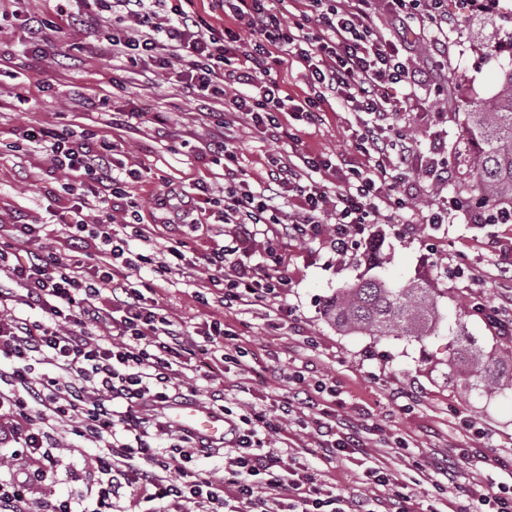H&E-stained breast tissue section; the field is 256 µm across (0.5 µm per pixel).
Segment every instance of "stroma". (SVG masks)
Masks as SVG:
<instances>
[{"mask_svg":"<svg viewBox=\"0 0 512 512\" xmlns=\"http://www.w3.org/2000/svg\"><path fill=\"white\" fill-rule=\"evenodd\" d=\"M56 5V0H18L17 14L0 17V225L25 216L41 227L39 248L68 257L60 227L46 211L48 189L61 187L68 177L53 170L36 144L14 147L21 127L66 124L76 133L108 131L117 163L138 170V180L129 182L127 191L139 203L146 238L133 241L134 249L159 255L181 243L190 252L229 244L235 225L217 222L193 200L194 183H207L217 192L224 188L223 168L203 154L216 132L213 118L201 113L197 101L172 95L163 76L148 84L124 60L99 59L98 37L111 30V16H104L94 31L59 23L48 32L45 51L32 50L26 14L56 20ZM445 7L454 19L447 37L438 43L413 35L406 50L418 73L439 64L447 96H436L426 80L388 88L391 96L410 100L408 111L396 121L415 138L423 172L402 185L412 198L409 209L395 217L381 207L365 231L377 236L387 255L380 277L403 283L423 278L444 290L438 335L415 339L339 331L324 317L323 305L338 288L364 275L362 247L339 255L328 237L291 240L277 224L261 226L236 257L238 264L253 268L270 255L281 257L291 284L274 305L229 313L206 273L189 283L176 275L155 277L148 267L142 270L171 319L189 327L218 319L235 330L234 343L244 356L224 371L227 403L265 408L279 421L282 435L292 439L289 455L319 479L335 483L344 496L383 497L384 488L367 481L363 462L387 466L410 482L417 512L433 507L444 512V496L429 478L442 466L453 467L464 486H512V393L471 391L448 379V328L460 308L475 298L500 306L512 296V272L506 270L512 263V224H479L456 212L436 227L424 223L427 215L443 209L448 194L481 195L468 173L465 114L496 97L504 72L512 69V0H481L465 9L460 0H446ZM117 112L167 113L168 134L158 136L149 123L112 126ZM362 118L337 104L312 120L287 116L285 134L278 140L241 121L234 126L232 144L252 187L259 190L267 185L266 159L271 155L296 161L314 152L361 165L354 131ZM443 161L449 181L430 180L427 169ZM460 263L467 268L465 275L447 277V270ZM200 292L206 293L208 305L198 303ZM465 322L485 359L499 360L512 348V335L481 315L470 314ZM297 372L307 383L335 388L324 409L364 430L363 460L324 457L312 447L298 417L283 416L281 405L297 390L289 377ZM400 439L406 448L397 447ZM465 448L477 449V457L461 458Z\"/></svg>","mask_w":512,"mask_h":512,"instance_id":"stroma-1","label":"stroma"}]
</instances>
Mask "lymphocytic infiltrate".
I'll use <instances>...</instances> for the list:
<instances>
[{
  "instance_id": "lymphocytic-infiltrate-1",
  "label": "lymphocytic infiltrate",
  "mask_w": 512,
  "mask_h": 512,
  "mask_svg": "<svg viewBox=\"0 0 512 512\" xmlns=\"http://www.w3.org/2000/svg\"><path fill=\"white\" fill-rule=\"evenodd\" d=\"M387 2L399 28L441 33L448 27L445 0ZM214 3L235 22L220 34L196 0H77L66 17L92 27L102 12L120 10L122 25L99 45V56H123L145 74L164 71L173 94L221 100L220 126L227 131L232 116L242 114L255 131L273 138L283 129V114L311 112L332 99L367 113L370 120L356 139L370 166L351 167V180L332 194L313 178L332 166L323 155H304L299 166L272 160L269 184L257 191L229 140L215 136L211 148L228 178L224 221L239 225L241 237H250L254 226L278 224L288 238L326 235L336 253L347 252L381 197L390 156H397L399 169L415 168L416 146L395 127L407 102L385 91L386 85L416 80L404 45L378 30L373 0H305L290 22L268 0ZM283 49L302 61L314 96L298 101L283 90L277 78ZM227 83L239 88L229 98ZM38 142L53 167L79 188L76 202L59 217L74 256L36 252L39 230L33 224L12 225L9 237L0 236V359L10 362L0 368V447L10 451L8 473L0 475V512H113L123 487L151 502L150 512H366L363 501L338 494L308 468L285 462L282 449L266 447L265 410L251 406L237 415L224 405V365L233 356L221 344L230 330L217 322L184 328L132 281L149 264L158 275L175 273L190 282L204 267L212 283L223 285L225 308L263 305L290 285L280 259L225 275L239 251L234 243L192 256L172 246L162 261H153L130 248L129 235H142L141 227L127 235L112 226L128 193L108 134L77 138L51 130L40 133ZM293 197L297 217L291 221L285 209ZM36 310L41 319H31ZM201 336L212 350L204 370L196 358ZM38 364L50 365V372L35 374ZM190 373L212 386L211 400L228 418L224 445L166 417L167 409L196 395L184 381ZM304 402L324 456L359 453L365 445L360 431L315 412L314 395ZM60 423L98 449L84 464L85 492L38 501L34 489L68 468L55 436ZM164 435L171 439L165 447L159 444ZM204 453L222 454L225 478L195 469Z\"/></svg>"
}]
</instances>
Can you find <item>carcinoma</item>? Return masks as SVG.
Segmentation results:
<instances>
[{
	"label": "carcinoma",
	"mask_w": 512,
	"mask_h": 512,
	"mask_svg": "<svg viewBox=\"0 0 512 512\" xmlns=\"http://www.w3.org/2000/svg\"><path fill=\"white\" fill-rule=\"evenodd\" d=\"M465 139L468 164L483 190L488 207L512 208V70L504 74L502 90L494 99L467 113ZM368 269L382 268L386 257L377 244L365 247ZM439 289L427 282L389 284L380 277H362L337 289L323 307L331 323L344 331L371 336H410L421 339L436 332ZM512 350L504 361L480 362L472 354L462 322L448 342L449 375L472 389H512Z\"/></svg>",
	"instance_id": "cac0c4a2"
}]
</instances>
